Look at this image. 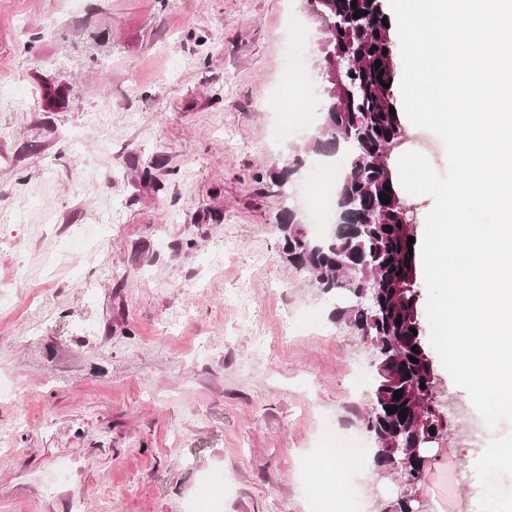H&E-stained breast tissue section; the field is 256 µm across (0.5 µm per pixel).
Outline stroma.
Here are the masks:
<instances>
[{
    "mask_svg": "<svg viewBox=\"0 0 512 512\" xmlns=\"http://www.w3.org/2000/svg\"><path fill=\"white\" fill-rule=\"evenodd\" d=\"M300 0H0V512H315L370 352L288 264L266 178L309 133L280 75ZM153 166V181L139 169ZM463 410L426 512H512V422ZM363 512L397 483L358 474Z\"/></svg>",
    "mask_w": 512,
    "mask_h": 512,
    "instance_id": "stroma-1",
    "label": "stroma"
}]
</instances>
